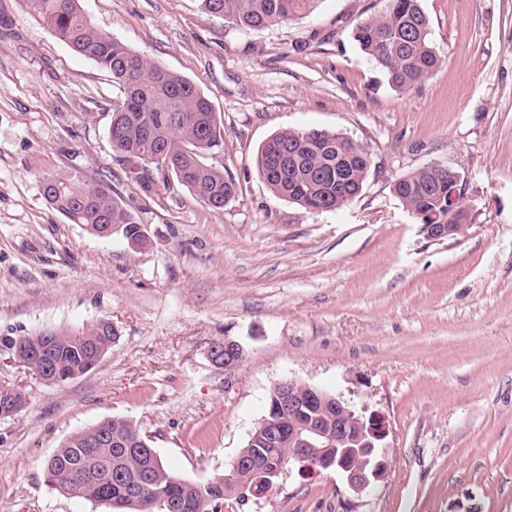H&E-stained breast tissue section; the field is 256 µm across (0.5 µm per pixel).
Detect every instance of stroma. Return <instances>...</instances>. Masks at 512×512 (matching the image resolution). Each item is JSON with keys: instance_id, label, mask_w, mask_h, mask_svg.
Here are the masks:
<instances>
[{"instance_id": "stroma-1", "label": "stroma", "mask_w": 512, "mask_h": 512, "mask_svg": "<svg viewBox=\"0 0 512 512\" xmlns=\"http://www.w3.org/2000/svg\"><path fill=\"white\" fill-rule=\"evenodd\" d=\"M94 26L190 80L223 145L207 165L238 193L210 210L183 188L147 195L112 148L123 89L24 9L0 0V338L118 336L88 373L43 381L0 350V512H108L47 485L73 432L136 422L192 482L224 472L284 377L385 417L388 477L357 495L333 471L284 477L262 512H512V0H421L442 62L391 86L353 38L381 0H320L308 17L244 31L202 0H80ZM287 128L345 134L370 155L361 192L314 214L274 196L255 159ZM449 167L471 221L433 241L393 193ZM111 184L142 224L137 249L52 209L44 177ZM245 350L232 373L209 343Z\"/></svg>"}]
</instances>
